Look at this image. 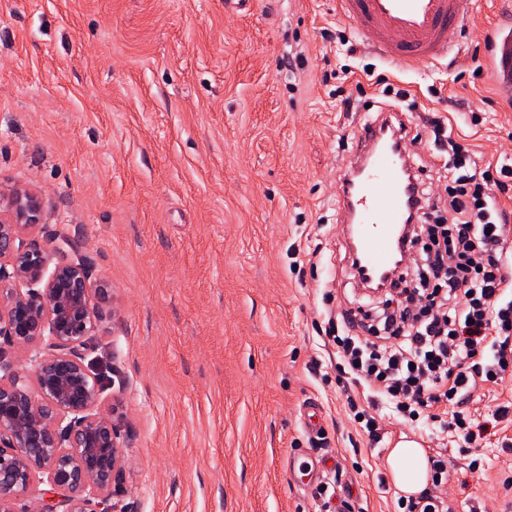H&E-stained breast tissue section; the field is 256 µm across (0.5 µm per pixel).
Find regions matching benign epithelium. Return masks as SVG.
Listing matches in <instances>:
<instances>
[{"mask_svg": "<svg viewBox=\"0 0 512 512\" xmlns=\"http://www.w3.org/2000/svg\"><path fill=\"white\" fill-rule=\"evenodd\" d=\"M40 199L0 187V512H114L120 432L81 349L103 317L108 286L91 279L77 241L50 252L24 239Z\"/></svg>", "mask_w": 512, "mask_h": 512, "instance_id": "obj_1", "label": "benign epithelium"}]
</instances>
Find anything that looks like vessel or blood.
<instances>
[{
	"instance_id": "vessel-or-blood-1",
	"label": "vessel or blood",
	"mask_w": 512,
	"mask_h": 512,
	"mask_svg": "<svg viewBox=\"0 0 512 512\" xmlns=\"http://www.w3.org/2000/svg\"><path fill=\"white\" fill-rule=\"evenodd\" d=\"M340 14L353 19L358 37L373 34L374 51L383 59L410 64L438 57L448 45L449 26L467 16L466 0H336ZM485 57L498 74L502 98L512 97V39L492 37ZM379 124L364 135L368 163L359 180L345 184L338 195L347 216L356 218L357 255L366 272L386 267L397 249L396 225L405 223L412 207L400 155L376 149ZM288 478L308 490L317 488L327 468L326 460L295 451Z\"/></svg>"
}]
</instances>
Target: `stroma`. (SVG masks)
<instances>
[{"instance_id":"stroma-1","label":"stroma","mask_w":512,"mask_h":512,"mask_svg":"<svg viewBox=\"0 0 512 512\" xmlns=\"http://www.w3.org/2000/svg\"><path fill=\"white\" fill-rule=\"evenodd\" d=\"M459 54L398 72L336 42L335 0H0V185L42 200L28 242L67 236L109 285L85 350L121 432L115 512H326L289 482V449L335 456L346 512H403L386 459L402 431L381 409L373 441L352 423L324 342L322 291L368 300L349 258L339 178L366 112L343 93L407 91L428 156L429 118L482 163L505 164L512 109L486 62L512 0H467ZM479 123H472V115ZM307 255L295 264V254ZM320 405L318 437L301 407ZM512 383L466 410L484 440L414 431L443 452L451 512H512Z\"/></svg>"}]
</instances>
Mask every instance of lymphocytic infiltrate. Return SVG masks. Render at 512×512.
Wrapping results in <instances>:
<instances>
[{
    "label": "lymphocytic infiltrate",
    "instance_id": "f902f5d3",
    "mask_svg": "<svg viewBox=\"0 0 512 512\" xmlns=\"http://www.w3.org/2000/svg\"><path fill=\"white\" fill-rule=\"evenodd\" d=\"M430 153L443 195L416 182L423 201L408 257L385 294L377 339L360 335L352 317L331 324L329 339L353 394L355 422L376 435L371 411L389 405L405 423L453 427L466 443L482 438L463 405L478 384L512 378V280L506 267L512 166L480 165L472 151L434 121Z\"/></svg>",
    "mask_w": 512,
    "mask_h": 512
}]
</instances>
